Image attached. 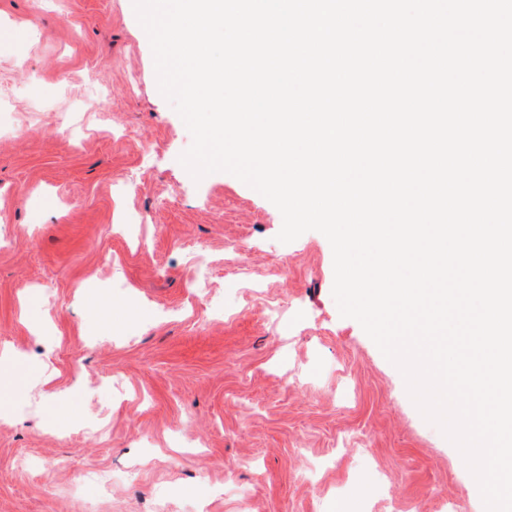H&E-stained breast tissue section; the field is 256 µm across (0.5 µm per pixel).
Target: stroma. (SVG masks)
<instances>
[{
    "label": "stroma",
    "mask_w": 512,
    "mask_h": 512,
    "mask_svg": "<svg viewBox=\"0 0 512 512\" xmlns=\"http://www.w3.org/2000/svg\"><path fill=\"white\" fill-rule=\"evenodd\" d=\"M191 142L132 0H0V512H485L327 238Z\"/></svg>",
    "instance_id": "35a3bbf8"
}]
</instances>
